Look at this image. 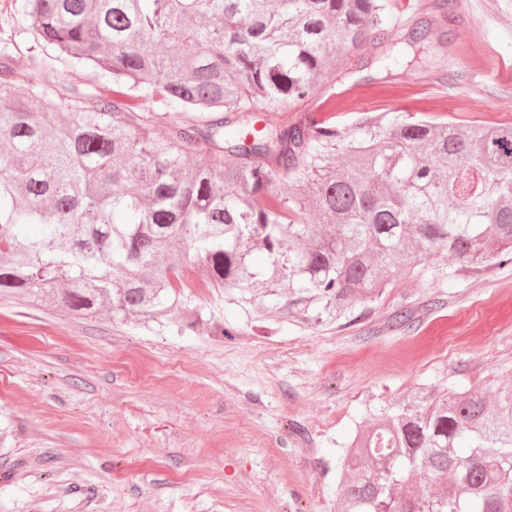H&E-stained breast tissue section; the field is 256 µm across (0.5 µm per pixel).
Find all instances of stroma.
I'll use <instances>...</instances> for the list:
<instances>
[{"instance_id":"obj_1","label":"stroma","mask_w":512,"mask_h":512,"mask_svg":"<svg viewBox=\"0 0 512 512\" xmlns=\"http://www.w3.org/2000/svg\"><path fill=\"white\" fill-rule=\"evenodd\" d=\"M25 75L42 51L0 0ZM325 95L371 117L512 121V0H454L423 66L353 59ZM193 306L222 336L135 328L0 298V512H333L342 450L367 409L414 389L512 390V263L402 274L345 325L281 328L223 295ZM409 322L391 327L397 311Z\"/></svg>"}]
</instances>
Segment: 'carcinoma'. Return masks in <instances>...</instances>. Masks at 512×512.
Masks as SVG:
<instances>
[{"instance_id": "cac0c4a2", "label": "carcinoma", "mask_w": 512, "mask_h": 512, "mask_svg": "<svg viewBox=\"0 0 512 512\" xmlns=\"http://www.w3.org/2000/svg\"><path fill=\"white\" fill-rule=\"evenodd\" d=\"M451 2L393 39L400 0H14L37 45L93 78L19 81L0 46V295L144 328L179 307L222 336L188 289L322 326L436 255L511 256L512 123H249L357 55L383 82L423 63ZM339 483L336 512H512V392L419 390L370 413Z\"/></svg>"}]
</instances>
